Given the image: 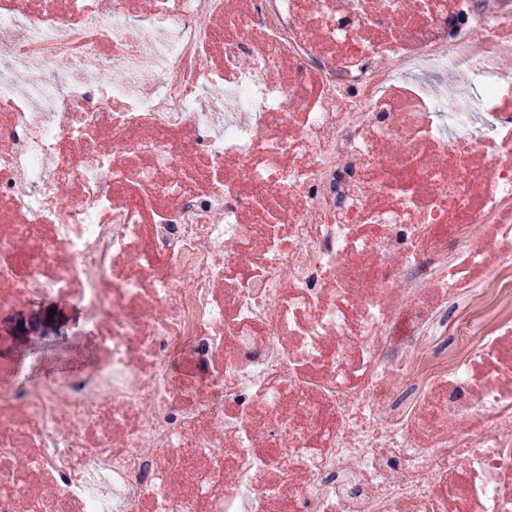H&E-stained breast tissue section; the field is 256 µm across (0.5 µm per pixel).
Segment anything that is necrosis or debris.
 <instances>
[{"label": "necrosis or debris", "instance_id": "4bbe7bcc", "mask_svg": "<svg viewBox=\"0 0 512 512\" xmlns=\"http://www.w3.org/2000/svg\"><path fill=\"white\" fill-rule=\"evenodd\" d=\"M511 58L512 0H0V316L96 346L0 363V512H512ZM56 309L48 321V311ZM81 314L59 299H39L0 319V361L19 363L26 375L45 380L58 375L61 366L80 370L94 358L95 343L91 337L74 339ZM60 342L66 357L57 362L47 346ZM2 357V358H1ZM460 318V313L454 310H448V336H440L436 339L433 347L440 352H448V355L463 349L466 346H472L476 343L473 336H461L455 330V325Z\"/></svg>", "mask_w": 512, "mask_h": 512}]
</instances>
